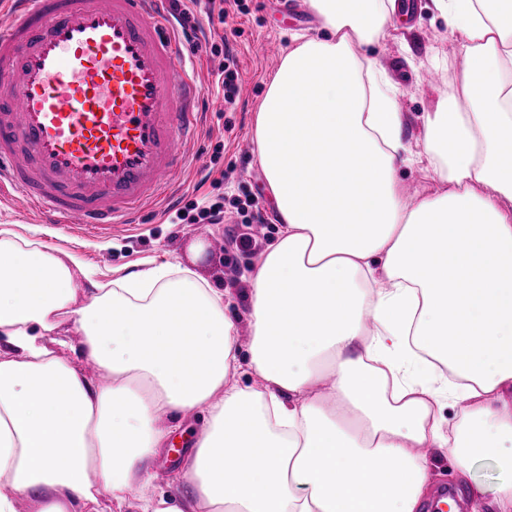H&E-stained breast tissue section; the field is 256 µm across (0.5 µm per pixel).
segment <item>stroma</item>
<instances>
[{
    "mask_svg": "<svg viewBox=\"0 0 512 512\" xmlns=\"http://www.w3.org/2000/svg\"><path fill=\"white\" fill-rule=\"evenodd\" d=\"M412 14L400 23L395 38L376 47V57L389 77L402 88L400 110L405 123L402 141L409 153L423 149L424 117L436 111L462 75L459 48L450 47L444 21L429 9L430 0H408ZM248 15L229 16L227 28L240 29L230 44L238 59L241 89L233 111H225L224 100L214 83L219 60L203 52L194 71L204 88L201 103L207 112L206 126L190 146L191 157L209 163L216 143L224 153L214 165V178L222 182L227 219L221 224H184L172 210L147 213L142 223L115 224L103 228L71 229L59 224H42L36 217L14 210L0 200V225L18 224L23 235L45 245L60 246L80 258L100 280H114L148 269L154 258L195 266L214 286L229 290V314L246 318L248 301L243 295L244 271L256 265L262 250L273 242L279 224L266 182L255 181L252 169L258 164L256 151H244L242 142H254L256 117L268 83L277 69L292 36L322 35L321 21L309 0H247ZM211 163V162H210ZM259 210L263 221L252 224L257 249L249 254L229 247L232 233L240 231L245 204ZM203 244L193 254L194 244Z\"/></svg>",
    "mask_w": 512,
    "mask_h": 512,
    "instance_id": "stroma-1",
    "label": "stroma"
}]
</instances>
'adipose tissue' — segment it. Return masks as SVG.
<instances>
[{"instance_id": "adipose-tissue-1", "label": "adipose tissue", "mask_w": 512, "mask_h": 512, "mask_svg": "<svg viewBox=\"0 0 512 512\" xmlns=\"http://www.w3.org/2000/svg\"><path fill=\"white\" fill-rule=\"evenodd\" d=\"M309 4L324 33L294 36L256 120L279 230L244 277L247 358L228 291L190 267L85 288L70 251L0 228V512H101L105 494L122 512H420L428 448L512 512V0H431L468 65L424 118L446 187L412 199L400 90L366 52L396 0ZM66 323L106 386L54 353ZM201 408L191 495L151 493ZM207 415L205 411H197L192 417H185L181 429H177L169 438L165 448H190L192 440L201 432L203 426L206 424ZM184 432L189 437L190 443L183 445L180 443L179 433ZM179 439V442H175Z\"/></svg>"}]
</instances>
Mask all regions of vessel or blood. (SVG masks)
<instances>
[{
	"label": "vessel or blood",
	"instance_id": "vessel-or-blood-1",
	"mask_svg": "<svg viewBox=\"0 0 512 512\" xmlns=\"http://www.w3.org/2000/svg\"><path fill=\"white\" fill-rule=\"evenodd\" d=\"M0 26V193L41 223L132 224L185 166L198 58L169 0H12Z\"/></svg>",
	"mask_w": 512,
	"mask_h": 512
}]
</instances>
